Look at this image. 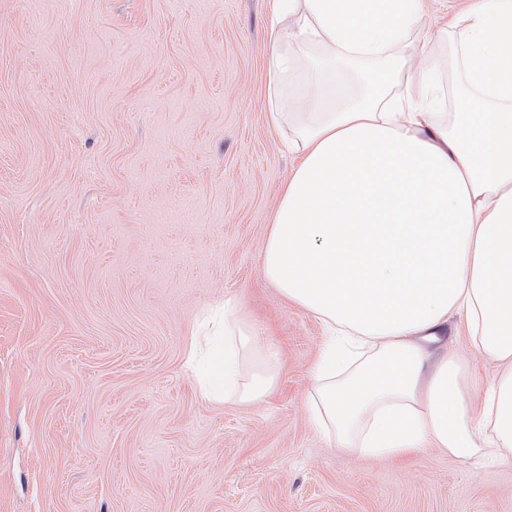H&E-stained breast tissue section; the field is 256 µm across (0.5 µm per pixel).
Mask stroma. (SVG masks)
I'll return each instance as SVG.
<instances>
[{
  "mask_svg": "<svg viewBox=\"0 0 512 512\" xmlns=\"http://www.w3.org/2000/svg\"><path fill=\"white\" fill-rule=\"evenodd\" d=\"M466 0H424L440 79ZM271 0H0V512H512V463L343 448L320 318L262 273L298 163L267 123ZM224 304L263 399L184 368Z\"/></svg>",
  "mask_w": 512,
  "mask_h": 512,
  "instance_id": "35a3bbf8",
  "label": "stroma"
}]
</instances>
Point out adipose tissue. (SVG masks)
I'll use <instances>...</instances> for the list:
<instances>
[{
	"label": "adipose tissue",
	"instance_id": "1",
	"mask_svg": "<svg viewBox=\"0 0 512 512\" xmlns=\"http://www.w3.org/2000/svg\"><path fill=\"white\" fill-rule=\"evenodd\" d=\"M422 2L272 0L268 124L299 162L262 270L339 334L312 371L318 430L371 458L512 461V0H472L458 21L448 113L427 45L402 54ZM312 46L374 63L373 82L322 78ZM451 332L503 366L475 399L437 353ZM263 355L223 311L185 367L207 400L249 402L274 383Z\"/></svg>",
	"mask_w": 512,
	"mask_h": 512
}]
</instances>
